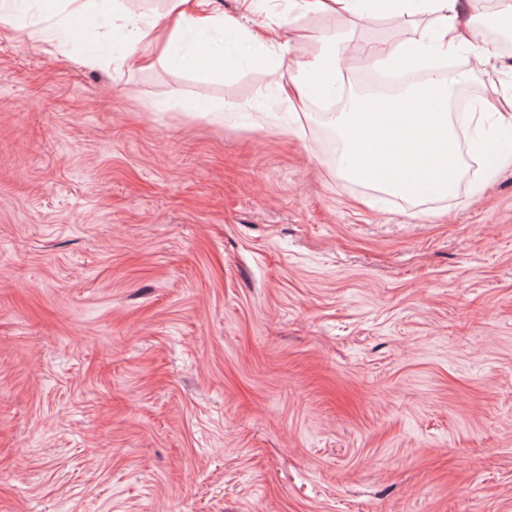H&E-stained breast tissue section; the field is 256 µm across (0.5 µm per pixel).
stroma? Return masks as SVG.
<instances>
[{
	"mask_svg": "<svg viewBox=\"0 0 512 512\" xmlns=\"http://www.w3.org/2000/svg\"><path fill=\"white\" fill-rule=\"evenodd\" d=\"M217 4L266 56L125 58L110 0L0 26V512H512V165L380 193L284 92L432 16ZM452 73L512 108V51ZM342 36L336 37V44L321 38L311 60L297 62L292 84L299 96L307 99H320L339 93L340 80L339 43Z\"/></svg>",
	"mask_w": 512,
	"mask_h": 512,
	"instance_id": "35a3bbf8",
	"label": "stroma"
}]
</instances>
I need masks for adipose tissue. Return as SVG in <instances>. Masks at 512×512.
I'll use <instances>...</instances> for the list:
<instances>
[{
    "instance_id": "1",
    "label": "adipose tissue",
    "mask_w": 512,
    "mask_h": 512,
    "mask_svg": "<svg viewBox=\"0 0 512 512\" xmlns=\"http://www.w3.org/2000/svg\"><path fill=\"white\" fill-rule=\"evenodd\" d=\"M167 2L166 37H159L156 21L132 25L129 46L140 59L173 58L186 39L199 33L221 32L228 25L223 12L212 8L211 0ZM383 7L396 17L434 15L433 25L419 38L373 55L377 62L407 58L425 73L426 79L420 91H408L396 98L390 111L349 104L337 113L333 126L343 145L341 169L405 198L418 197L422 185L439 183L444 190H451L464 174V161L455 149L454 127L440 107L447 104L459 80L435 70L432 63L458 54L467 45L457 29L462 0H383ZM340 80L339 46L322 39L311 60L297 63L292 84L300 96L320 99L341 91ZM425 96L438 100L439 109L418 111L417 104Z\"/></svg>"
}]
</instances>
